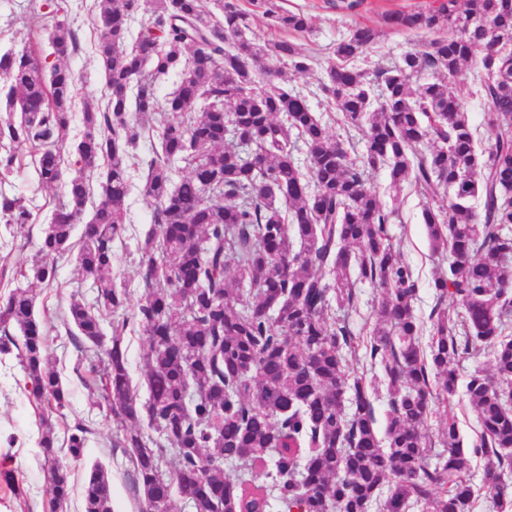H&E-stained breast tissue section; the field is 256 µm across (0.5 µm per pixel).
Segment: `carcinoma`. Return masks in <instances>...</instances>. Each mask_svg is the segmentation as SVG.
<instances>
[{"instance_id": "1", "label": "carcinoma", "mask_w": 512, "mask_h": 512, "mask_svg": "<svg viewBox=\"0 0 512 512\" xmlns=\"http://www.w3.org/2000/svg\"><path fill=\"white\" fill-rule=\"evenodd\" d=\"M142 0H93L94 60L105 76L104 104L87 106L64 177L75 74L66 61L79 39L57 19L48 41L0 48V221L34 223L36 206L7 190L31 163L54 197L40 238L41 259L0 272V357L16 354L28 391L43 407L36 441L51 485L49 512H61L93 429L66 428L53 415L68 405L49 363L50 326L35 316L31 285L50 288L70 254L73 219L92 205L75 258L90 297L70 295L65 325L80 352L106 357L101 400L120 421L117 443L133 465L148 512L172 508L192 488L194 512H476L472 462H484L491 508L512 512V0H439L423 11H392V29L444 33L374 72L356 62L376 32L358 25L323 65L320 90L346 138H332L307 96L280 83L284 69L307 71L318 58L288 39H248L246 14L231 0H150L151 21L136 38L125 18ZM270 25L302 33L307 15L266 10ZM52 57L50 68L34 61ZM494 138L480 147L478 126L455 94L465 64ZM234 84L210 81L218 65ZM174 72L171 92L155 79ZM364 137L356 152L355 134ZM159 147L144 162L143 191L156 231L142 248L144 294L113 272L114 245L126 237L128 158L142 138ZM300 142L308 172L294 155ZM104 161L92 187L86 170ZM383 169L389 187L443 189L422 209L432 254L448 266L431 288L430 327L415 313L418 279L389 234L396 210L368 185ZM235 265L237 274L227 268ZM381 290L368 330L356 335L332 304L356 308L357 284ZM135 321L148 338V399L133 390L123 334ZM112 332L101 344L104 327ZM478 346L493 372L469 374L466 393L480 432L463 447L448 422L438 462L424 426L456 395L458 365ZM365 349L370 368H350L344 352ZM391 394L385 439L376 428L377 379ZM146 418L154 441L137 426ZM176 459L164 469L167 455ZM230 465L234 474L225 471ZM266 481H257V474ZM82 512H112L106 468L93 464Z\"/></svg>"}]
</instances>
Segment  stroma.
Wrapping results in <instances>:
<instances>
[{
	"mask_svg": "<svg viewBox=\"0 0 512 512\" xmlns=\"http://www.w3.org/2000/svg\"><path fill=\"white\" fill-rule=\"evenodd\" d=\"M282 11L303 13L311 19L310 31L295 34L296 42L304 44L319 58H327L333 45L345 37L350 28L358 23L372 26L378 38L368 51L365 68L388 66L399 60L401 54L412 47H423L429 34L396 32L383 22L389 10L410 11L425 8L434 0H359L351 11L341 9L340 0H272ZM90 0H0V46L22 47L33 37H47L54 21L56 7H63L68 22L76 30L80 46L72 55L68 65L75 73L77 102L92 100L101 102L105 89V78L94 63L93 49L95 27L88 10ZM152 141L140 140L129 160L134 186L127 198L131 226L127 237L115 248L114 272L119 282L129 291L131 301H138L143 292V272L139 265L140 249L152 227V207L143 193L145 171L143 158L152 152ZM369 183L376 190L381 204L388 209H398L399 216L390 226L395 243L402 258L412 267L419 280V291L415 301V312L421 319H428L435 304L431 282L438 264L430 256V246L425 226L421 220L423 205L432 197L431 192L410 190L393 195L388 187L385 171L369 175ZM17 191L35 198L42 207L34 224L16 230L15 249L0 250V266L11 269L31 266L38 260V243L51 211L45 208L48 192L38 189L33 168L21 170L14 178ZM58 285L54 288H35V311L37 315L56 317L57 323L50 336L51 359L62 381L69 391V403L62 418L56 419L57 433H64L68 423L74 419L88 420L94 430L86 448L84 459L72 472L71 493L66 512H82V492L85 471L93 463H101L112 479L113 512H140L139 495L134 487V476L127 455L117 445L121 430L119 420L105 405L99 404L96 386L98 373L89 365H78L77 351L67 335L59 317L70 294L76 290L72 259L57 263ZM456 421L464 446H471L478 435L477 417L466 397L465 385H458L457 394L445 407L437 408L428 419L425 433L433 440V452H440L437 443L449 421ZM39 417L35 405L26 389L23 373L16 358H8L0 364V456L11 454L15 476L24 490L23 499H16L0 486V512H48L51 497L50 486L41 469V457L36 444ZM15 436V445H8V436Z\"/></svg>",
	"mask_w": 512,
	"mask_h": 512,
	"instance_id": "1",
	"label": "stroma"
}]
</instances>
